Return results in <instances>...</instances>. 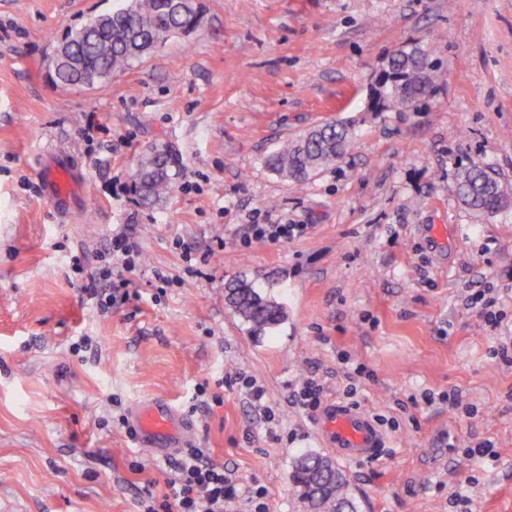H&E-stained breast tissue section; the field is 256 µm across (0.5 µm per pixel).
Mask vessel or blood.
<instances>
[{
  "label": "vessel or blood",
  "mask_w": 512,
  "mask_h": 512,
  "mask_svg": "<svg viewBox=\"0 0 512 512\" xmlns=\"http://www.w3.org/2000/svg\"><path fill=\"white\" fill-rule=\"evenodd\" d=\"M39 180L44 198L58 212H67L79 198L78 180L67 155H54L52 162L41 169ZM130 422L139 447L156 453L187 447L193 433L183 412L163 399L136 401L130 411ZM318 430L326 447L343 461L375 457L385 445L369 414L342 402L321 413Z\"/></svg>",
  "instance_id": "b4317fda"
}]
</instances>
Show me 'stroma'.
<instances>
[{
  "label": "stroma",
  "mask_w": 512,
  "mask_h": 512,
  "mask_svg": "<svg viewBox=\"0 0 512 512\" xmlns=\"http://www.w3.org/2000/svg\"><path fill=\"white\" fill-rule=\"evenodd\" d=\"M200 2L190 35L106 83L61 87L49 48L115 0H0V512H142L168 474L117 422L136 398L179 405L211 462L241 490L264 487L266 512H307L293 462L332 454L317 413L292 402L310 376L324 403L352 388L387 420L377 459L341 465L361 512H512V364L495 355L512 339V208L481 221L454 190L473 161L512 189V0ZM414 41L443 81L417 111H370L384 58ZM332 120L356 131L335 165L301 185L266 167ZM155 146L177 177L148 207L133 173ZM47 148L81 184L66 214L41 196ZM250 219L307 231L246 247L236 229ZM121 224L145 265L102 315L86 291L109 290L98 258ZM240 278L284 304L277 329L252 335L227 307ZM241 374L272 422L234 386ZM483 439L496 460L466 455ZM459 490L466 502L450 504ZM243 380V386L245 387L244 393L249 399L251 405L262 415L264 420H272L275 416L273 409L268 406L265 401V392L263 387L256 385L252 380Z\"/></svg>",
  "instance_id": "1"
}]
</instances>
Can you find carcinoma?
Segmentation results:
<instances>
[{
    "mask_svg": "<svg viewBox=\"0 0 512 512\" xmlns=\"http://www.w3.org/2000/svg\"><path fill=\"white\" fill-rule=\"evenodd\" d=\"M202 6L185 0L176 9L172 0H118L112 20L88 28L76 46L81 56L62 62L54 82L78 87L107 80L137 60L136 50L176 27H193ZM391 75L381 110L413 112L432 95L436 64L419 44L404 45L386 59ZM354 138L353 125L328 121L315 125L271 151L266 166L281 178L304 183L318 171L341 159ZM172 155L153 149L143 154L137 165L135 188L140 200L153 204L173 187ZM489 165L471 162L456 178V194L478 218H488L512 203V194L487 171ZM227 306L250 332L259 336L277 328L285 319L283 305L261 293L254 283L238 279L224 289ZM291 481L301 490L308 512H359L355 500L346 493L345 473L328 459L307 455L294 465Z\"/></svg>",
    "mask_w": 512,
    "mask_h": 512,
    "instance_id": "cac0c4a2",
    "label": "carcinoma"
}]
</instances>
